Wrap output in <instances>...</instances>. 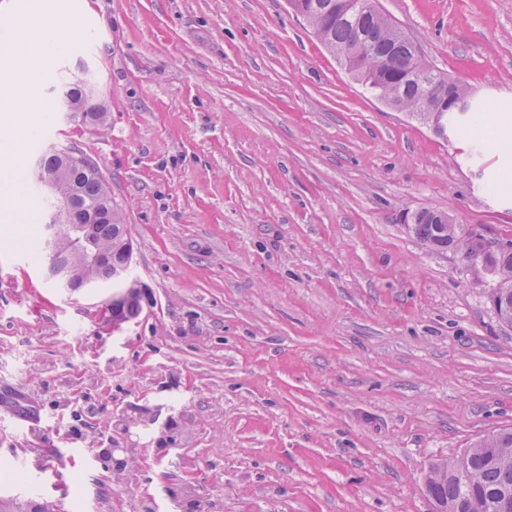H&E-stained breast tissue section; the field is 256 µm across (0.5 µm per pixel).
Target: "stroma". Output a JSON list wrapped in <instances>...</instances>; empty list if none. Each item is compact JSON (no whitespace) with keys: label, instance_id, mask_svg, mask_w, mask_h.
I'll return each instance as SVG.
<instances>
[{"label":"stroma","instance_id":"35a3bbf8","mask_svg":"<svg viewBox=\"0 0 512 512\" xmlns=\"http://www.w3.org/2000/svg\"><path fill=\"white\" fill-rule=\"evenodd\" d=\"M477 116L441 138L371 94L287 0H48L78 22L24 147L90 157L143 314L54 288L0 216V497L68 512H432L431 464L512 428L495 278L417 237L446 211L512 242V0H379ZM105 127L67 119L78 66Z\"/></svg>","mask_w":512,"mask_h":512}]
</instances>
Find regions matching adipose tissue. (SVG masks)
Segmentation results:
<instances>
[{
  "instance_id": "ef3b65f1",
  "label": "adipose tissue",
  "mask_w": 512,
  "mask_h": 512,
  "mask_svg": "<svg viewBox=\"0 0 512 512\" xmlns=\"http://www.w3.org/2000/svg\"><path fill=\"white\" fill-rule=\"evenodd\" d=\"M0 35L14 49L13 64L0 77V157L10 160L9 165L0 167V195L8 197L22 188L21 138H16L15 133L23 131L29 138L37 132L36 124L28 117L33 72L49 57L63 52L65 43L59 36L57 21L51 17L26 29L1 22Z\"/></svg>"
}]
</instances>
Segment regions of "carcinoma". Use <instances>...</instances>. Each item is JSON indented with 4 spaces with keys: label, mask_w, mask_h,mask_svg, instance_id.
Returning <instances> with one entry per match:
<instances>
[{
    "label": "carcinoma",
    "mask_w": 512,
    "mask_h": 512,
    "mask_svg": "<svg viewBox=\"0 0 512 512\" xmlns=\"http://www.w3.org/2000/svg\"><path fill=\"white\" fill-rule=\"evenodd\" d=\"M312 29L327 49L334 53L337 48L373 32L388 39L395 24L381 12L356 22L333 8L315 16ZM408 60L409 48L399 45L392 56V69L381 70L373 59L368 58L358 62L354 72L378 97L400 110L411 112L414 109L415 89L411 86H391L393 76L404 72ZM64 89L69 91L74 103L75 117L84 123H106L107 109L90 100L85 90L73 82L66 83ZM448 104H459L461 108L439 113L435 132L440 136L447 134L448 129L457 125L462 117L474 111L470 90L461 82L452 88ZM76 186L88 206L104 208L102 199L109 187L96 171L89 170L79 175ZM83 223L84 213L78 211L72 215L71 227L66 229V235L77 241L76 247L58 254L56 261L70 267L80 280L92 277L106 280L112 268L127 261V255L117 245L125 224L115 207L110 208L108 218L95 225V232L88 239L79 234V226ZM414 231L423 241L455 248L467 259L479 253V243L466 242L458 224H450L448 230L438 232L429 223L427 214L420 213L416 216ZM109 250L112 251L111 266L97 269L90 263L92 253ZM488 272L498 277L501 283L495 292L502 315L512 317V251L489 260ZM460 470L467 472V479L458 476ZM425 489L434 512H512V429L479 439L453 460L433 464L425 479Z\"/></svg>",
    "instance_id": "1"
}]
</instances>
